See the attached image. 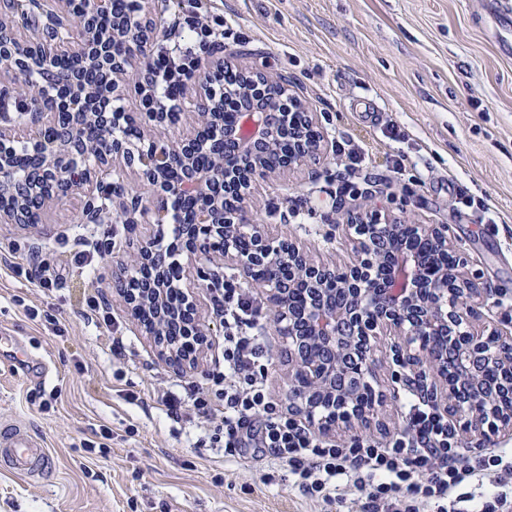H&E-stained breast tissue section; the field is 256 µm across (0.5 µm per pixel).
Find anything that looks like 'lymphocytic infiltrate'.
Segmentation results:
<instances>
[{
    "mask_svg": "<svg viewBox=\"0 0 512 512\" xmlns=\"http://www.w3.org/2000/svg\"><path fill=\"white\" fill-rule=\"evenodd\" d=\"M176 29L180 48L153 45L139 73L141 109L170 118L181 112L183 91L198 71L197 55L212 35L193 10ZM238 87V73L229 66L211 82L225 116L265 102ZM211 297L224 320V363L209 373L207 387L166 392L162 402L170 417L188 405L203 418H220L212 442L225 455L260 448L269 463L287 465L298 490L315 501L343 504L357 494L365 512H512V450L467 455L462 438L415 384L404 385L400 394L406 411L401 432L381 440L357 435L342 444L321 439L269 395L262 307L241 278L225 276Z\"/></svg>",
    "mask_w": 512,
    "mask_h": 512,
    "instance_id": "obj_1",
    "label": "lymphocytic infiltrate"
}]
</instances>
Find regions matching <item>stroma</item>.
Instances as JSON below:
<instances>
[{
	"label": "stroma",
	"mask_w": 512,
	"mask_h": 512,
	"mask_svg": "<svg viewBox=\"0 0 512 512\" xmlns=\"http://www.w3.org/2000/svg\"><path fill=\"white\" fill-rule=\"evenodd\" d=\"M198 11L238 64L291 78L327 145L320 161L251 185L259 224L339 264L353 258L346 212L380 207L408 224L446 225L486 292L480 327L512 322V27L495 0H199ZM364 97L376 116L361 112ZM343 140L364 156L344 196L333 149ZM81 208L74 194L41 224L0 234V326L48 370L27 376L0 355V420L24 424L56 460L50 477L0 469V512H361L302 496L287 467L225 455L210 443L214 422L193 409L167 416L164 392L206 384L224 323L202 295L212 346L196 372L167 368L116 289L148 225L112 215L119 245L89 274L74 258L103 228L81 223ZM35 259L66 267L61 286L15 274ZM102 296L107 304L85 318ZM266 336L269 392L284 405L286 344L275 329ZM378 385L386 402L365 433L380 439L404 426L383 360Z\"/></svg>",
	"instance_id": "35a3bbf8"
}]
</instances>
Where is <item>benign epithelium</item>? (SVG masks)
Here are the masks:
<instances>
[{"mask_svg": "<svg viewBox=\"0 0 512 512\" xmlns=\"http://www.w3.org/2000/svg\"><path fill=\"white\" fill-rule=\"evenodd\" d=\"M23 0H0V96L26 97L30 85L24 77L29 68L40 65L52 70L57 57L77 56L93 65L111 69L109 92L139 94V81L128 75L127 61L137 47L122 29L101 35L92 18L109 10L110 0H84V10L76 0H50V16L57 24L48 30L26 29L21 33L17 14ZM232 54H214L200 63V77L185 99L189 118H198L199 129L172 144L154 139L147 132L151 125L165 122L159 112H141L139 136L134 142L114 138L104 159L97 162L98 175L82 165V155L91 149L89 130L101 136L119 123L121 113L99 112V96L94 86L77 92L71 99L75 112L65 138L48 136L55 126L54 114L47 112L0 113V196L12 203L0 208V224H29V200L57 205L73 192L83 197L81 222L104 224L108 219L103 201L129 195V189L112 180L116 167L137 168L140 178L154 187L157 201L125 212L129 224H149L153 233L140 244L135 265L154 272V255L164 242L168 200L175 189L205 197L207 204L196 210L184 224V253L195 260L193 283L179 289L178 304L168 302L157 289H128L122 301L137 321L142 333L157 349L161 361L181 372L199 368L200 356L208 345L197 294L217 288L223 282L224 266L239 270L251 286L261 288L269 298L272 321L288 345L289 406L303 414L327 440L342 443L340 431L354 423L369 424L376 412L381 392L371 384L374 377L377 338L391 336L389 355L397 369L391 371L394 383L414 380L425 396L448 418L463 438L477 433L488 437L512 432V322L490 332L473 325L474 315L485 306V296L475 287V279L462 257L442 265L429 276L412 246L385 247L382 239L394 231L403 239L427 237L443 253L454 251L448 227L404 224L380 213L370 219L368 233L358 239L355 262L336 268L315 262L295 244L272 236L263 225L251 226V246L242 250L235 239L250 223L247 202L235 201L230 193L240 182L284 174L316 160L325 152L323 137L310 136L317 128V117L306 104L290 93L286 76L276 79L263 72L236 66L253 94L273 81L281 86L280 95L266 100L267 109L291 106L302 112L303 124L291 132V150L276 168L266 164L279 136L275 126L265 125L264 114L248 112L257 131L240 125L224 124L219 102L210 94L208 82L213 73L232 65ZM27 128L31 142L29 166L39 175L27 189L13 186V159L19 127ZM231 141L240 163L224 166L221 153H211L213 167H197V146L203 138ZM179 169V178L170 180L169 170ZM184 321V334L198 340L193 354L165 338L171 316ZM453 370H448V357Z\"/></svg>", "mask_w": 512, "mask_h": 512, "instance_id": "benign-epithelium-1", "label": "benign epithelium"}]
</instances>
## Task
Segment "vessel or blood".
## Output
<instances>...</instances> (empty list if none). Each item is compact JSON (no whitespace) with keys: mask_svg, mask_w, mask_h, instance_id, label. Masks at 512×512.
Here are the masks:
<instances>
[{"mask_svg":"<svg viewBox=\"0 0 512 512\" xmlns=\"http://www.w3.org/2000/svg\"><path fill=\"white\" fill-rule=\"evenodd\" d=\"M0 461L21 476H47L55 469L54 457L44 442L15 423L0 428Z\"/></svg>","mask_w":512,"mask_h":512,"instance_id":"1","label":"vessel or blood"}]
</instances>
